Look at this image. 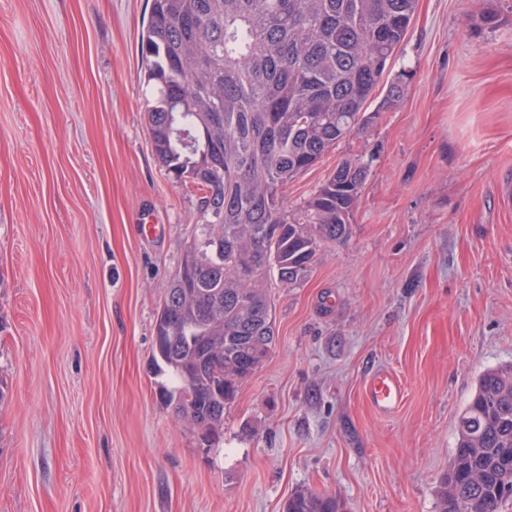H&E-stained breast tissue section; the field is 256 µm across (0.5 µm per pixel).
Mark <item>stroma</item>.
Returning <instances> with one entry per match:
<instances>
[{
  "mask_svg": "<svg viewBox=\"0 0 512 512\" xmlns=\"http://www.w3.org/2000/svg\"><path fill=\"white\" fill-rule=\"evenodd\" d=\"M149 0H0V512H435L479 376L512 362V0H418L394 104L283 189L350 158V236L273 288L276 340L205 442L152 360L206 226L155 158ZM404 401L376 415L372 371ZM364 399L379 414H391L404 398V388L398 377L381 369L371 374L363 387ZM342 506L335 497L300 491L294 494L285 506V512H341Z\"/></svg>",
  "mask_w": 512,
  "mask_h": 512,
  "instance_id": "obj_1",
  "label": "stroma"
}]
</instances>
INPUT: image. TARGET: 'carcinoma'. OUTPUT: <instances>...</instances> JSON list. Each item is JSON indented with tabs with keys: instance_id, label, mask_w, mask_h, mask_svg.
Listing matches in <instances>:
<instances>
[{
	"instance_id": "carcinoma-1",
	"label": "carcinoma",
	"mask_w": 512,
	"mask_h": 512,
	"mask_svg": "<svg viewBox=\"0 0 512 512\" xmlns=\"http://www.w3.org/2000/svg\"><path fill=\"white\" fill-rule=\"evenodd\" d=\"M418 0H151L142 34L155 156L200 191L207 227L164 299L154 359L177 382L175 412L210 438L275 341L271 284H296L345 241L372 160L343 159L293 211L282 189L373 121L368 102ZM437 512L512 501V363L485 371L460 414ZM285 512H342L300 491Z\"/></svg>"
}]
</instances>
